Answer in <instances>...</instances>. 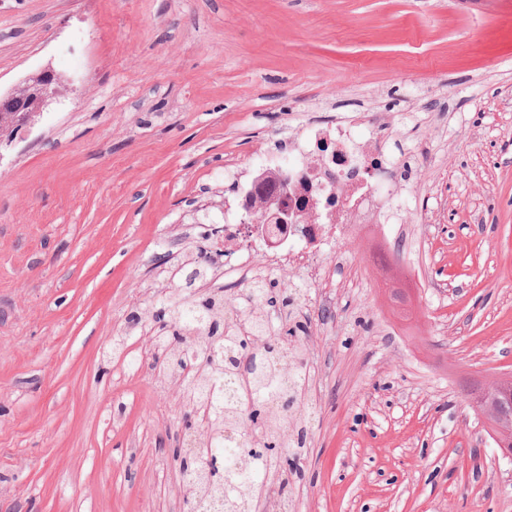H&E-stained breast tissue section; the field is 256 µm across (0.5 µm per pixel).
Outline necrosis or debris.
Listing matches in <instances>:
<instances>
[{
	"label": "necrosis or debris",
	"instance_id": "obj_1",
	"mask_svg": "<svg viewBox=\"0 0 512 512\" xmlns=\"http://www.w3.org/2000/svg\"><path fill=\"white\" fill-rule=\"evenodd\" d=\"M379 114H369L363 136H355L349 120L316 126L310 136L292 139L290 161L267 159L275 187H287L288 203L302 202L297 222L269 238L265 230L247 223L245 214L233 205L224 208V244L238 254L241 271L248 280L261 278L248 251L239 247L241 234L260 241L266 255L278 267L316 273L322 266L313 245L329 236L337 239L362 237L367 232L387 238L403 221L390 198L376 192L379 183L390 182L394 165L377 131Z\"/></svg>",
	"mask_w": 512,
	"mask_h": 512
}]
</instances>
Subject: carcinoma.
I'll return each mask as SVG.
<instances>
[{"mask_svg":"<svg viewBox=\"0 0 512 512\" xmlns=\"http://www.w3.org/2000/svg\"><path fill=\"white\" fill-rule=\"evenodd\" d=\"M272 194L268 190L253 197L250 213L262 221L269 208ZM276 283L261 279L253 282L249 295L255 307L244 312L257 333L262 347L251 351L249 343L234 334L224 315V297H210L200 304L182 298L162 303L153 311L158 324L157 343L165 352L167 376L171 379L182 372L187 355L182 337H200L212 364L196 378L182 383L189 403L203 402L210 411V437L202 455L183 468L186 487L203 486L209 495L187 496L194 512H204L216 505L222 512H249L252 492L263 484L274 460L273 450L289 446L301 450L306 444V430L294 434L281 428L275 408H288L303 394V367L296 364L292 374L283 378L281 365L288 350H277L267 343L271 333L269 322L261 315L262 303H274ZM251 353L250 406L265 410L262 436L256 438L245 427L247 418L238 404L237 394L231 392L240 357Z\"/></svg>","mask_w":512,"mask_h":512,"instance_id":"obj_1","label":"carcinoma"}]
</instances>
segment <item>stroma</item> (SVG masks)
I'll use <instances>...</instances> for the list:
<instances>
[{
    "label": "stroma",
    "mask_w": 512,
    "mask_h": 512,
    "mask_svg": "<svg viewBox=\"0 0 512 512\" xmlns=\"http://www.w3.org/2000/svg\"><path fill=\"white\" fill-rule=\"evenodd\" d=\"M44 68L79 88L0 155V512H190L191 409L130 316L201 250L196 294L242 311L225 204L275 139L367 112L425 286L391 303L351 240L344 278L267 269L315 376L288 512H512L463 400L512 374V0H0V90Z\"/></svg>",
    "instance_id": "stroma-1"
}]
</instances>
